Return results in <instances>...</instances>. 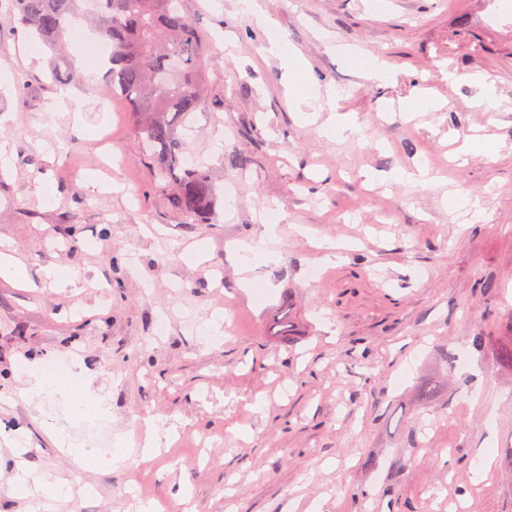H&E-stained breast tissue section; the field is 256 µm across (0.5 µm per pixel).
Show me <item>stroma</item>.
<instances>
[{
    "instance_id": "stroma-1",
    "label": "stroma",
    "mask_w": 512,
    "mask_h": 512,
    "mask_svg": "<svg viewBox=\"0 0 512 512\" xmlns=\"http://www.w3.org/2000/svg\"><path fill=\"white\" fill-rule=\"evenodd\" d=\"M4 3L0 243L31 285L0 279V512H34L7 494L22 466L93 487L55 512H128L132 486L167 512H512V368L497 359L512 341V0H256L266 28L239 0H182L215 60L187 139L216 185L208 224L170 207L125 101L88 82L84 47L63 58L82 76L75 110ZM273 39L307 61L310 113L265 54ZM374 55L386 81L367 75ZM423 95L448 106L408 118ZM338 111L359 136L323 135ZM476 131L497 152L452 160ZM421 159L459 200L480 198L484 220L395 181ZM273 206L276 255L255 257L242 289L225 246L258 240ZM322 241L353 247L325 267ZM216 310L224 334L208 347ZM59 359L76 364L69 395L24 396V368ZM75 395L104 404L106 429L70 419ZM142 417L174 436L151 460L129 438ZM53 424L76 447L127 437L124 462L77 469Z\"/></svg>"
}]
</instances>
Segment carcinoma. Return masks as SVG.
I'll list each match as a JSON object with an SVG mask.
<instances>
[{"mask_svg": "<svg viewBox=\"0 0 512 512\" xmlns=\"http://www.w3.org/2000/svg\"><path fill=\"white\" fill-rule=\"evenodd\" d=\"M97 33L110 49L104 81L124 98L134 130L150 152L155 178L171 205L189 219L211 214L216 188L209 167L185 161L181 131L201 104L205 57L194 25L173 0H96ZM13 18L53 47L79 37L78 0H13Z\"/></svg>", "mask_w": 512, "mask_h": 512, "instance_id": "obj_1", "label": "carcinoma"}]
</instances>
